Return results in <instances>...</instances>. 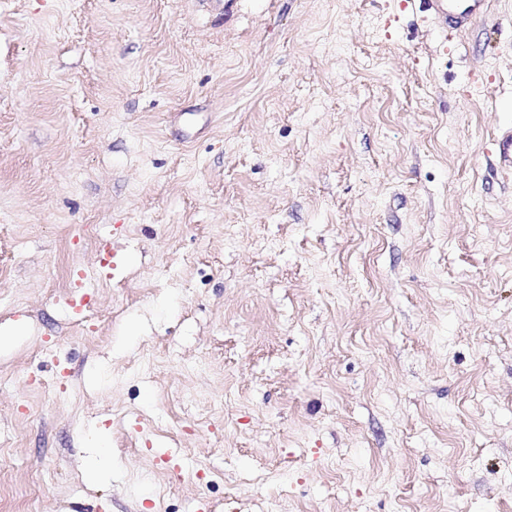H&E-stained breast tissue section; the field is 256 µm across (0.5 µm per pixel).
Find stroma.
<instances>
[{
    "mask_svg": "<svg viewBox=\"0 0 512 512\" xmlns=\"http://www.w3.org/2000/svg\"><path fill=\"white\" fill-rule=\"evenodd\" d=\"M505 125L512 0H0V512H512ZM487 0H423L425 11L438 19L443 32L465 30L479 16L484 15ZM496 167L501 174L512 173V127L499 130L492 142Z\"/></svg>",
    "mask_w": 512,
    "mask_h": 512,
    "instance_id": "stroma-1",
    "label": "stroma"
}]
</instances>
